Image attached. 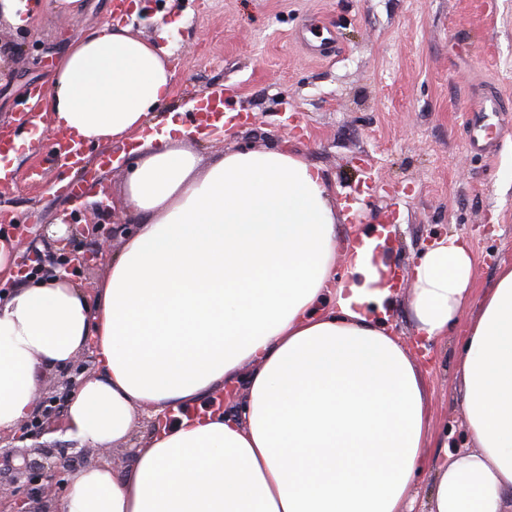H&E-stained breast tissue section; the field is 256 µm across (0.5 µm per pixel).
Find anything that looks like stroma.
<instances>
[{
    "instance_id": "obj_1",
    "label": "stroma",
    "mask_w": 512,
    "mask_h": 512,
    "mask_svg": "<svg viewBox=\"0 0 512 512\" xmlns=\"http://www.w3.org/2000/svg\"><path fill=\"white\" fill-rule=\"evenodd\" d=\"M38 0L28 21L0 24V128L14 123L31 89L45 86L67 43L108 15L109 0H81L57 13ZM128 16L133 32L169 51L174 88L164 104L192 124V104L223 84L224 108L240 114L225 134L189 147L201 167L242 149H288L317 167L336 203L345 245L393 221L387 255L400 284L390 323L415 347L424 368L435 443L466 447L457 375L463 324L419 346L408 307L411 267L431 243L466 237L474 253L473 296L481 298L501 263L512 262V0H145ZM177 24L160 36L154 17ZM501 94L505 133L494 150L473 147L466 122L472 95ZM13 160L15 180L0 187V209L30 232L22 250L50 251L45 225L71 214L74 223L121 225L101 259L78 267L81 288L97 284L137 223L99 210L94 185L120 193L135 158L129 145H89L73 196L55 190L62 158L50 134L33 136ZM111 165L100 167L102 157Z\"/></svg>"
}]
</instances>
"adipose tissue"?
<instances>
[{"instance_id": "1", "label": "adipose tissue", "mask_w": 512, "mask_h": 512, "mask_svg": "<svg viewBox=\"0 0 512 512\" xmlns=\"http://www.w3.org/2000/svg\"><path fill=\"white\" fill-rule=\"evenodd\" d=\"M160 49L102 21L57 60L28 123L86 144L136 142L117 201L140 217L88 301L71 276L0 299V437L33 413L39 376L93 347L64 436L128 443L145 418L230 382L235 413L166 424L130 467L82 469L56 512H414L428 462L424 379L392 333L396 283L363 237L336 275V209L320 171L285 150L231 151L207 169L174 116ZM474 256L449 235L411 272L418 335L447 336L470 303ZM471 445L436 470L429 512H512V264H501L457 357Z\"/></svg>"}]
</instances>
